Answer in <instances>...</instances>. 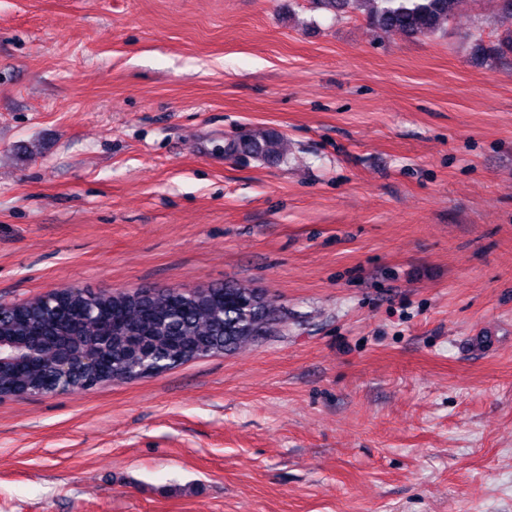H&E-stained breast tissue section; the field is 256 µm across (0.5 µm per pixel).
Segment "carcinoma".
<instances>
[{"label":"carcinoma","mask_w":512,"mask_h":512,"mask_svg":"<svg viewBox=\"0 0 512 512\" xmlns=\"http://www.w3.org/2000/svg\"><path fill=\"white\" fill-rule=\"evenodd\" d=\"M462 0H317L338 11L350 8L384 31L409 37L428 36L455 17ZM237 148L268 160L283 157L282 137L264 133L238 143ZM250 288L241 285L209 287L202 296L177 289L154 294H92L61 288L48 302L3 308L0 340L37 348L34 364L23 354L0 369V397L49 394L62 386L84 388L87 381L109 382L128 372L143 354L157 358L164 370L208 354L233 353L277 326V306L251 311ZM89 353L96 366L83 365L64 380L57 365L64 358Z\"/></svg>","instance_id":"obj_1"}]
</instances>
